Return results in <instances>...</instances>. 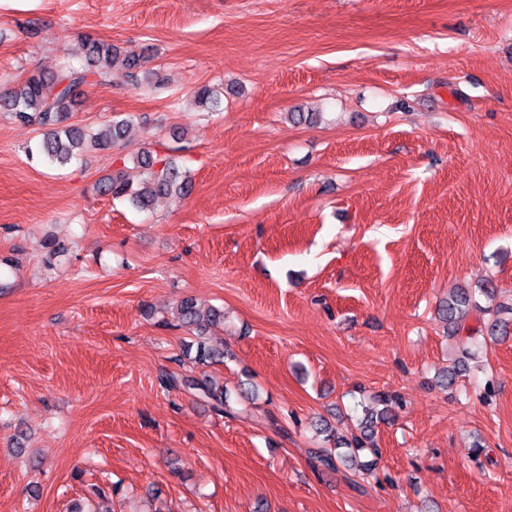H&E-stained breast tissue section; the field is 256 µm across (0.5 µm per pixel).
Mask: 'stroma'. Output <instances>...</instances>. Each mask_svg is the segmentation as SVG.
Returning <instances> with one entry per match:
<instances>
[{"instance_id":"1","label":"stroma","mask_w":512,"mask_h":512,"mask_svg":"<svg viewBox=\"0 0 512 512\" xmlns=\"http://www.w3.org/2000/svg\"><path fill=\"white\" fill-rule=\"evenodd\" d=\"M79 35L161 82L83 89L73 123L135 124L62 169L0 113V512L93 484L109 512H512V333L436 314L484 279V309L512 303V0H0V93L84 66ZM145 151L184 198L98 194ZM187 298L223 310V361L198 362ZM176 356L228 410L160 387ZM385 392L374 469L324 471L311 422Z\"/></svg>"}]
</instances>
